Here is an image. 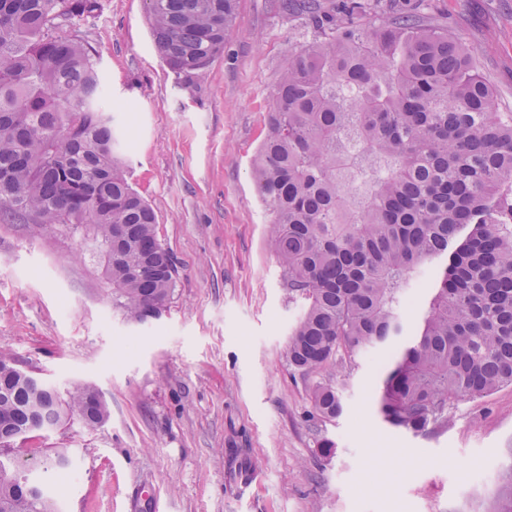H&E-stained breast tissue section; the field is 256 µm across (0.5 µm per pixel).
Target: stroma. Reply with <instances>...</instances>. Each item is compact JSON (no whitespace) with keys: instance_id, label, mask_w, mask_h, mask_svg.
Returning <instances> with one entry per match:
<instances>
[{"instance_id":"stroma-1","label":"stroma","mask_w":512,"mask_h":512,"mask_svg":"<svg viewBox=\"0 0 512 512\" xmlns=\"http://www.w3.org/2000/svg\"><path fill=\"white\" fill-rule=\"evenodd\" d=\"M76 22L96 52L132 187L152 206L176 289L162 316L129 322L94 225L0 213V348L60 389L96 388L107 420L35 432L21 463L62 512H507L512 386L448 408L416 436L380 419L376 387L392 347L340 360L344 411L309 416L288 369L299 316L268 243L270 214L250 176L290 48L314 37L278 0H238L235 29L187 83L163 63L146 0H103ZM411 11L473 53L496 111L512 112V0H372V29ZM335 448L324 455L319 442ZM70 456L45 473V450Z\"/></svg>"}]
</instances>
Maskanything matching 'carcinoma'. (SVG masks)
Wrapping results in <instances>:
<instances>
[{"instance_id":"cac0c4a2","label":"carcinoma","mask_w":512,"mask_h":512,"mask_svg":"<svg viewBox=\"0 0 512 512\" xmlns=\"http://www.w3.org/2000/svg\"><path fill=\"white\" fill-rule=\"evenodd\" d=\"M154 44L186 81L224 52L237 0H147ZM318 37L288 51L251 174L272 216L269 244L288 299L303 303L288 367L307 377L408 335L383 370L377 411L415 436L448 406L512 385V112H496L471 52L399 14L364 32V0L342 17L321 0H282ZM102 0H0V212L37 224H93L127 319L160 318L177 266L152 207L129 184L97 61L74 21ZM440 259L428 306L406 331L411 276ZM313 412L344 411L336 386L307 387ZM0 444L77 415L97 428L89 385L43 388L0 349ZM0 454V512H58L25 493Z\"/></svg>"}]
</instances>
